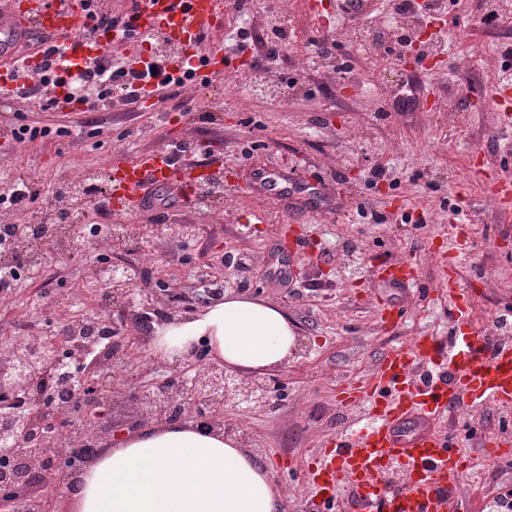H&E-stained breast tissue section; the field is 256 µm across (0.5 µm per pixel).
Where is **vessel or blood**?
<instances>
[{
	"instance_id": "vessel-or-blood-1",
	"label": "vessel or blood",
	"mask_w": 512,
	"mask_h": 512,
	"mask_svg": "<svg viewBox=\"0 0 512 512\" xmlns=\"http://www.w3.org/2000/svg\"><path fill=\"white\" fill-rule=\"evenodd\" d=\"M138 15L141 34L164 33L181 58L169 61L165 72L179 77L185 66L203 67L215 74L231 67L224 51L225 0H130ZM81 0H0V74L15 66L42 63L41 45L31 36L65 41L68 60L84 67L104 52L106 40H85L75 32L84 21ZM207 47L205 59L195 55ZM223 160L180 167L171 153L151 151L110 166V202L115 213L141 207L157 188L176 190L187 197L194 183L215 178ZM272 197L317 195L303 184L285 183L281 174L263 175ZM384 285L402 288L417 277V268L400 262L378 269ZM443 285L453 306L455 331L447 348L430 338L387 353L364 381L345 382L340 395L348 402H363L372 419L347 433H338L331 448L308 469V494L317 499L345 491L351 512H461L453 494L454 483L476 460H465L453 436L436 431L437 421L450 409L467 404L500 410L512 408V341L487 343L472 318L471 301L454 275ZM440 362L447 375L415 378L417 366ZM402 482H392L391 469Z\"/></svg>"
}]
</instances>
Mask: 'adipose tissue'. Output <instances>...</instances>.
<instances>
[{
    "label": "adipose tissue",
    "instance_id": "obj_1",
    "mask_svg": "<svg viewBox=\"0 0 512 512\" xmlns=\"http://www.w3.org/2000/svg\"><path fill=\"white\" fill-rule=\"evenodd\" d=\"M299 334L282 307L228 292L187 317L155 325L150 357L212 362L242 375L288 364ZM287 494L270 467L224 428L176 420L101 443L72 477L68 512H282Z\"/></svg>",
    "mask_w": 512,
    "mask_h": 512
}]
</instances>
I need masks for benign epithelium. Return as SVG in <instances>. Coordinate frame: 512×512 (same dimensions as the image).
Masks as SVG:
<instances>
[{"mask_svg":"<svg viewBox=\"0 0 512 512\" xmlns=\"http://www.w3.org/2000/svg\"><path fill=\"white\" fill-rule=\"evenodd\" d=\"M399 55L404 61L422 63L426 57L414 45L398 36ZM49 243L45 226L30 225V237L14 252L25 254L30 243ZM109 267L93 266L88 279L98 296L128 297L135 278L127 273H112V287L101 288ZM100 331L83 324L67 332V336H29L20 343L0 345V512H16V501L32 502L33 512H57L55 498L44 492H33L36 484L46 486L61 482L68 473H76L93 457L100 439L112 436V422L94 421L85 424L84 436L73 437L68 444L60 439L68 435L71 412L81 409L92 414L99 406L101 392L107 388L103 376L112 370V357L101 350L92 364L82 363L54 372H30L25 362L44 357L59 367L66 363L64 347L76 341L91 349L99 343ZM165 367L173 376L158 386L126 396L142 418L155 420L187 417L206 424H224V412H233L244 405L252 410L271 406L277 396L278 381L228 373L223 367L208 364L203 369L187 359H175ZM51 415L55 430L43 432V417ZM73 455L76 463L70 469L58 467L57 458Z\"/></svg>","mask_w":512,"mask_h":512,"instance_id":"benign-epithelium-1","label":"benign epithelium"}]
</instances>
